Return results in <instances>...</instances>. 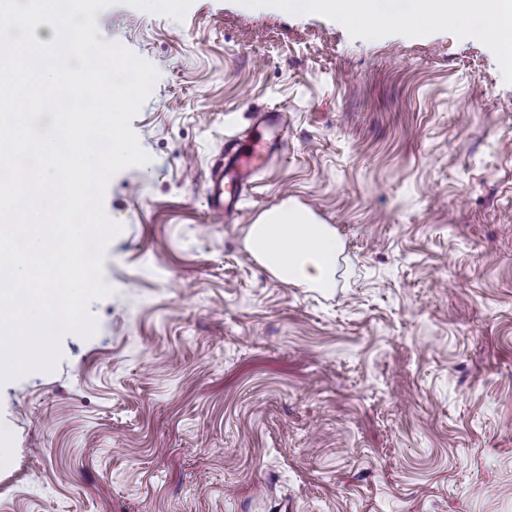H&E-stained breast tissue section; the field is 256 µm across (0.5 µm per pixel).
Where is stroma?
<instances>
[{
	"label": "stroma",
	"instance_id": "1",
	"mask_svg": "<svg viewBox=\"0 0 512 512\" xmlns=\"http://www.w3.org/2000/svg\"><path fill=\"white\" fill-rule=\"evenodd\" d=\"M99 40L159 72L115 174L87 338L0 384V512H512V75L483 19L366 36L323 12L117 0ZM279 113L242 201L224 139ZM333 225L335 287L245 247L284 204Z\"/></svg>",
	"mask_w": 512,
	"mask_h": 512
}]
</instances>
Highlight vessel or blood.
<instances>
[{
    "instance_id": "obj_1",
    "label": "vessel or blood",
    "mask_w": 512,
    "mask_h": 512,
    "mask_svg": "<svg viewBox=\"0 0 512 512\" xmlns=\"http://www.w3.org/2000/svg\"><path fill=\"white\" fill-rule=\"evenodd\" d=\"M279 122V116L270 113L247 140H225L224 157L211 170L207 180V196L221 214L228 216L238 213L239 203L252 187L254 177L270 160L267 134Z\"/></svg>"
}]
</instances>
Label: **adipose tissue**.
<instances>
[{"label":"adipose tissue","instance_id":"adipose-tissue-1","mask_svg":"<svg viewBox=\"0 0 512 512\" xmlns=\"http://www.w3.org/2000/svg\"><path fill=\"white\" fill-rule=\"evenodd\" d=\"M278 12L321 11L345 26L371 35L401 23L416 32L448 22L464 24L473 17L487 20L489 35L502 69L512 74V0H246ZM275 223L248 229L246 248L283 283L299 288H332L344 252L333 226L311 224L298 209L275 210Z\"/></svg>","mask_w":512,"mask_h":512}]
</instances>
